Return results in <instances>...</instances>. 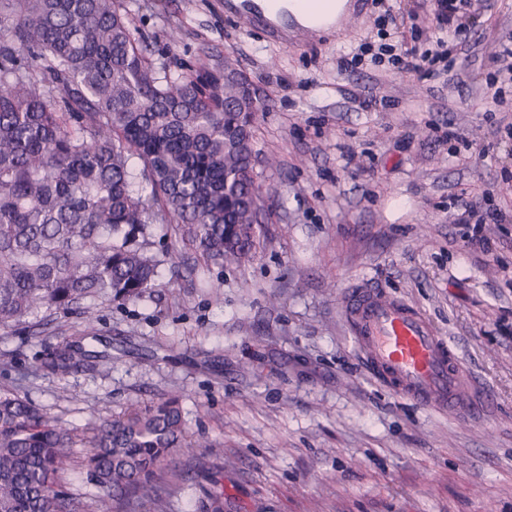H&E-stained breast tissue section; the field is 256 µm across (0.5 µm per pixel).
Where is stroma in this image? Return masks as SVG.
Listing matches in <instances>:
<instances>
[{"label": "stroma", "mask_w": 512, "mask_h": 512, "mask_svg": "<svg viewBox=\"0 0 512 512\" xmlns=\"http://www.w3.org/2000/svg\"><path fill=\"white\" fill-rule=\"evenodd\" d=\"M154 65L231 62L269 103L254 123V179L275 203L245 262L214 264L173 225L151 227L157 286L96 301L93 323L57 313L0 326V392L78 440L58 487L95 512L83 443L103 420L176 400L189 450L154 469L167 512H512V223L470 246L448 197L512 202V138L485 77L512 0H490L444 89L340 56L375 39L373 8L286 45L226 0H116ZM382 100L362 110L357 96ZM454 124L458 140L433 129ZM485 157L462 164L470 148ZM369 283L417 307L453 347L482 405L467 418L394 394L339 309ZM85 356L64 371V345Z\"/></svg>", "instance_id": "1"}]
</instances>
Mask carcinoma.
I'll use <instances>...</instances> for the list:
<instances>
[{
  "label": "carcinoma",
  "mask_w": 512,
  "mask_h": 512,
  "mask_svg": "<svg viewBox=\"0 0 512 512\" xmlns=\"http://www.w3.org/2000/svg\"><path fill=\"white\" fill-rule=\"evenodd\" d=\"M224 70L156 68L115 0H0V325L155 287L150 226L173 224L207 260L256 248L255 115ZM87 457L98 512L149 498L152 469L185 448L175 401L103 422ZM72 437L0 393V512H77L56 488Z\"/></svg>",
  "instance_id": "obj_1"
}]
</instances>
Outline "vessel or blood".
<instances>
[{"label": "vessel or blood", "mask_w": 512, "mask_h": 512, "mask_svg": "<svg viewBox=\"0 0 512 512\" xmlns=\"http://www.w3.org/2000/svg\"><path fill=\"white\" fill-rule=\"evenodd\" d=\"M232 11L290 41L280 16L262 0H232ZM344 318L370 369L398 396L440 410L456 408L461 368L456 353L413 305L363 283L342 302Z\"/></svg>", "instance_id": "vessel-or-blood-1"}]
</instances>
